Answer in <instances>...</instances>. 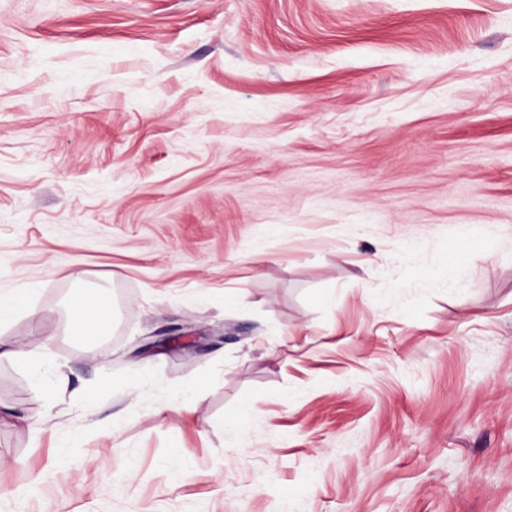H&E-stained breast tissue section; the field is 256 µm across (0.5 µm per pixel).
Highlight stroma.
Wrapping results in <instances>:
<instances>
[{"mask_svg": "<svg viewBox=\"0 0 512 512\" xmlns=\"http://www.w3.org/2000/svg\"><path fill=\"white\" fill-rule=\"evenodd\" d=\"M25 284L0 512H512V0H0ZM73 315L83 335H104L112 326V301L104 292L80 296L73 302Z\"/></svg>", "mask_w": 512, "mask_h": 512, "instance_id": "35a3bbf8", "label": "stroma"}]
</instances>
